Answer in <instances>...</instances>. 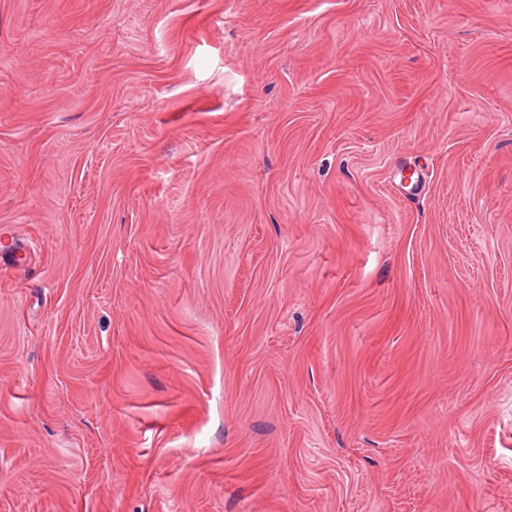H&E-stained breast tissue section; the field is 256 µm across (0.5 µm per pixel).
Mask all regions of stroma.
Returning <instances> with one entry per match:
<instances>
[{"label":"stroma","mask_w":512,"mask_h":512,"mask_svg":"<svg viewBox=\"0 0 512 512\" xmlns=\"http://www.w3.org/2000/svg\"><path fill=\"white\" fill-rule=\"evenodd\" d=\"M0 512H512V0H0Z\"/></svg>","instance_id":"stroma-1"}]
</instances>
